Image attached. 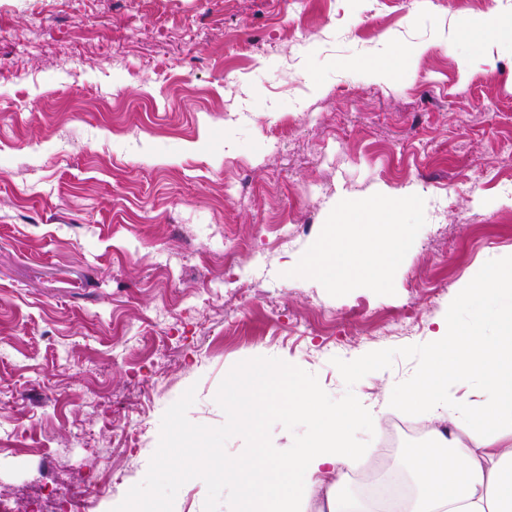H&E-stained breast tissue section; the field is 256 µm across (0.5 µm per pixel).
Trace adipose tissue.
Returning <instances> with one entry per match:
<instances>
[{"instance_id":"obj_1","label":"adipose tissue","mask_w":512,"mask_h":512,"mask_svg":"<svg viewBox=\"0 0 512 512\" xmlns=\"http://www.w3.org/2000/svg\"><path fill=\"white\" fill-rule=\"evenodd\" d=\"M409 206L405 199L387 206L377 201L355 205L357 237L331 239L309 260L308 272H330L344 282L352 271L373 276L396 264L414 233L412 225L400 221ZM427 346L429 360L407 390L430 424L432 440L410 455L415 494L403 512H512V316L494 336L477 326L456 331L450 319H442ZM255 372L265 390L238 383L224 397L225 404L251 406L252 415L241 416L240 425L255 429V415L283 407L304 420L308 434L302 450L288 460L254 458L266 478L248 491L244 512H309L314 498L322 501L319 512H372L341 484V471L356 456L348 438L359 427L372 428L383 418L408 413L405 398L389 395L381 404L331 418L316 412L312 395L294 389L286 403H278L271 391L283 385V374L263 364ZM476 377L481 383L475 388L471 381ZM452 384L467 387V394L449 396ZM463 419L474 429L477 446L454 432Z\"/></svg>"}]
</instances>
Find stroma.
<instances>
[{
    "label": "stroma",
    "mask_w": 512,
    "mask_h": 512,
    "mask_svg": "<svg viewBox=\"0 0 512 512\" xmlns=\"http://www.w3.org/2000/svg\"><path fill=\"white\" fill-rule=\"evenodd\" d=\"M457 0H0V491L72 493L111 447V512L161 418L219 426L238 362L346 388L333 358L425 343L512 261V43ZM418 231L378 283L307 274L353 203ZM412 360L365 376L362 404ZM100 391L96 399L84 387ZM466 297L485 296L489 293H512V266L481 269L462 289Z\"/></svg>",
    "instance_id": "35a3bbf8"
}]
</instances>
